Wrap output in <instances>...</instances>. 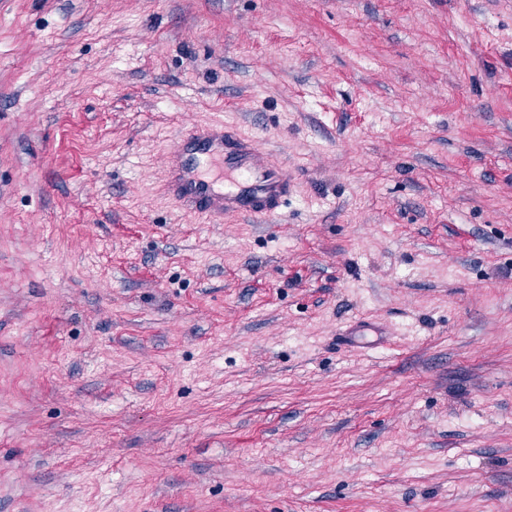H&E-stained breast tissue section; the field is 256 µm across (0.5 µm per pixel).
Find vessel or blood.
<instances>
[{
  "label": "vessel or blood",
  "mask_w": 512,
  "mask_h": 512,
  "mask_svg": "<svg viewBox=\"0 0 512 512\" xmlns=\"http://www.w3.org/2000/svg\"><path fill=\"white\" fill-rule=\"evenodd\" d=\"M293 180L287 165L215 122L182 130L164 186L184 215L217 224L228 216L271 224L281 217Z\"/></svg>",
  "instance_id": "obj_1"
}]
</instances>
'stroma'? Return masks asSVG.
<instances>
[{"mask_svg":"<svg viewBox=\"0 0 512 512\" xmlns=\"http://www.w3.org/2000/svg\"><path fill=\"white\" fill-rule=\"evenodd\" d=\"M0 512H512V0H0ZM293 180L287 165L215 122L182 130L168 158L164 186L186 216L217 224L228 216L274 224Z\"/></svg>","mask_w":512,"mask_h":512,"instance_id":"obj_1","label":"stroma"}]
</instances>
